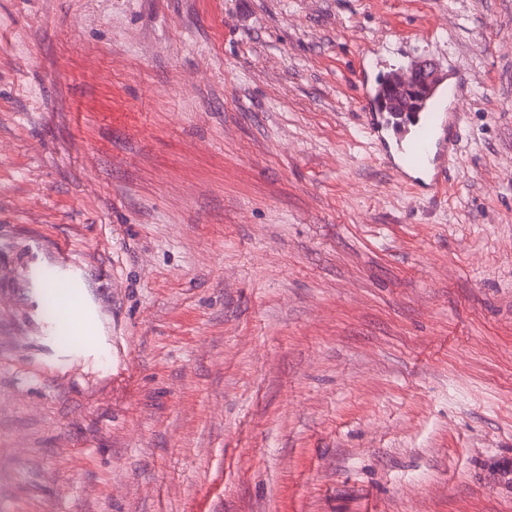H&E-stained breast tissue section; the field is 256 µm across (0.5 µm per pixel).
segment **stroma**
<instances>
[{
	"instance_id": "1",
	"label": "stroma",
	"mask_w": 512,
	"mask_h": 512,
	"mask_svg": "<svg viewBox=\"0 0 512 512\" xmlns=\"http://www.w3.org/2000/svg\"><path fill=\"white\" fill-rule=\"evenodd\" d=\"M427 59L436 202L355 85ZM0 512H512V0H0ZM416 69L424 87L417 90V112H408L412 101L402 90L390 100L383 97L386 85L399 86L402 72L382 73L372 82L359 80L360 97L365 102L361 129L376 148L400 187L412 190L421 199H436L448 188L449 174L460 162L459 130L463 104L467 98L466 72L459 68L454 83L448 72L432 59ZM385 101L392 112H387Z\"/></svg>"
}]
</instances>
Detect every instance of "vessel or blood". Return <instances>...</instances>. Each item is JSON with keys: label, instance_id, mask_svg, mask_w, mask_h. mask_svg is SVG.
<instances>
[{"label": "vessel or blood", "instance_id": "obj_1", "mask_svg": "<svg viewBox=\"0 0 512 512\" xmlns=\"http://www.w3.org/2000/svg\"><path fill=\"white\" fill-rule=\"evenodd\" d=\"M419 102L397 91L384 99L385 86H399L398 71L359 80L365 103L361 129L392 172L398 186L422 199H435L448 188L449 174L460 162L459 130L467 98L463 69L447 73L436 62L418 68Z\"/></svg>", "mask_w": 512, "mask_h": 512}]
</instances>
